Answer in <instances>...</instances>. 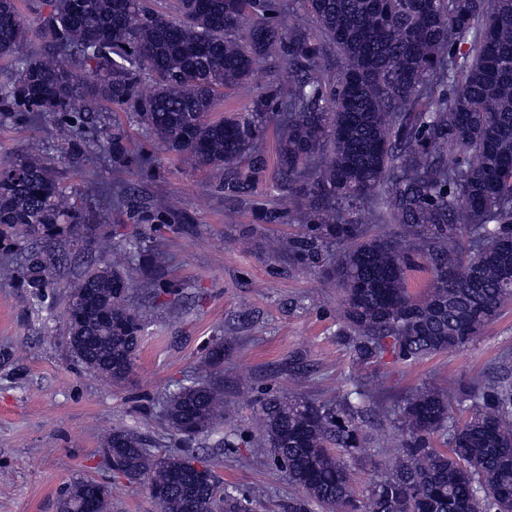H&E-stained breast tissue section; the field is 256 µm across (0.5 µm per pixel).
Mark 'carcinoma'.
I'll return each instance as SVG.
<instances>
[{"instance_id":"obj_1","label":"carcinoma","mask_w":512,"mask_h":512,"mask_svg":"<svg viewBox=\"0 0 512 512\" xmlns=\"http://www.w3.org/2000/svg\"><path fill=\"white\" fill-rule=\"evenodd\" d=\"M273 2L177 0L170 16L148 0H49L44 49L0 84V103L64 117L127 108L168 152L220 172L228 200L250 192L242 164L266 168L258 143L276 122L274 181L300 225L290 251L316 268L336 245L328 276L355 362L389 353L412 364L466 347L512 302V0H306L311 23L288 26ZM26 30L16 0H0V58ZM269 59L288 77L245 111L211 117ZM98 147L117 164L143 162L115 133ZM81 220L51 164L33 156L0 169V240L22 246L30 299L53 289L47 240L60 224L78 239ZM96 245L103 262L66 295V342L86 371L119 384L140 351L128 275L138 245L111 231ZM417 258L432 279L422 292L407 279ZM223 362L222 348L210 350L208 372L167 396L178 447L156 456L127 429L103 443L114 474L162 491L158 512H253V498L220 478L223 451L183 449L224 425ZM466 402L476 411L460 422L453 405ZM360 413L285 392L262 400L258 447L306 494L290 512H512V383L416 389L390 412L402 440L361 499L342 459L363 442ZM109 494L81 481L59 512Z\"/></svg>"}]
</instances>
